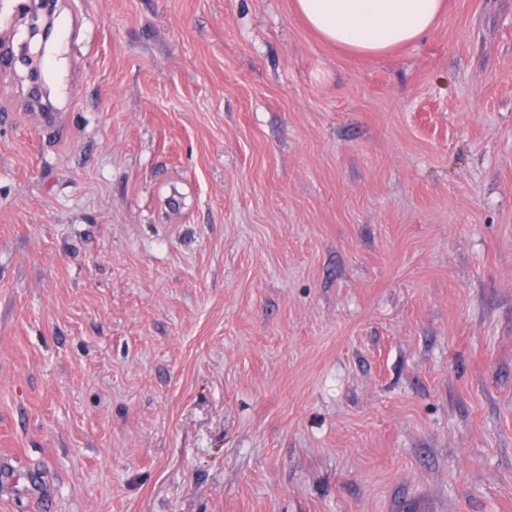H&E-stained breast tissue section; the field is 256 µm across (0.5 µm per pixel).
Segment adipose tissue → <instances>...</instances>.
Returning <instances> with one entry per match:
<instances>
[{"mask_svg": "<svg viewBox=\"0 0 512 512\" xmlns=\"http://www.w3.org/2000/svg\"><path fill=\"white\" fill-rule=\"evenodd\" d=\"M295 7L326 41L375 56L422 38L441 0H296Z\"/></svg>", "mask_w": 512, "mask_h": 512, "instance_id": "1", "label": "adipose tissue"}]
</instances>
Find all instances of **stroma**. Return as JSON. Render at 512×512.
Returning <instances> with one entry per match:
<instances>
[{"label": "stroma", "instance_id": "obj_1", "mask_svg": "<svg viewBox=\"0 0 512 512\" xmlns=\"http://www.w3.org/2000/svg\"><path fill=\"white\" fill-rule=\"evenodd\" d=\"M0 70V512H512V0L375 57L294 0H59Z\"/></svg>", "mask_w": 512, "mask_h": 512}]
</instances>
